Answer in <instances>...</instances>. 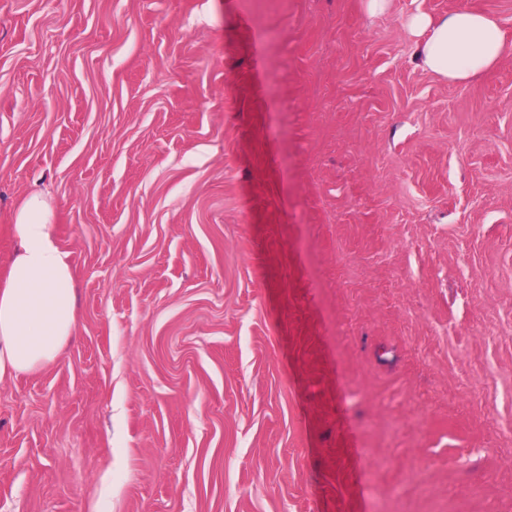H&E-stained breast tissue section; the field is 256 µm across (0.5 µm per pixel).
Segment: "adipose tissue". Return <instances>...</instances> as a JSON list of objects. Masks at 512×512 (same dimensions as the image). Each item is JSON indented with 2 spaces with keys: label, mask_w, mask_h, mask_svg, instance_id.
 <instances>
[{
  "label": "adipose tissue",
  "mask_w": 512,
  "mask_h": 512,
  "mask_svg": "<svg viewBox=\"0 0 512 512\" xmlns=\"http://www.w3.org/2000/svg\"><path fill=\"white\" fill-rule=\"evenodd\" d=\"M415 55L426 71L464 82L493 69L512 47L496 16L461 9L408 20ZM54 212L41 196L17 211L19 248L0 283V377L30 372L52 362L76 330L74 274L53 237Z\"/></svg>",
  "instance_id": "1"
}]
</instances>
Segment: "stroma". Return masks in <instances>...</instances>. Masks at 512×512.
I'll list each match as a JSON object with an SVG mask.
<instances>
[{
    "label": "stroma",
    "instance_id": "obj_1",
    "mask_svg": "<svg viewBox=\"0 0 512 512\" xmlns=\"http://www.w3.org/2000/svg\"><path fill=\"white\" fill-rule=\"evenodd\" d=\"M512 0H0V282L34 192L77 332L0 379V512H512ZM408 28L418 37L415 55L426 71L450 82H464L493 69L511 45L503 38L496 16L461 9L432 17L416 13Z\"/></svg>",
    "mask_w": 512,
    "mask_h": 512
}]
</instances>
